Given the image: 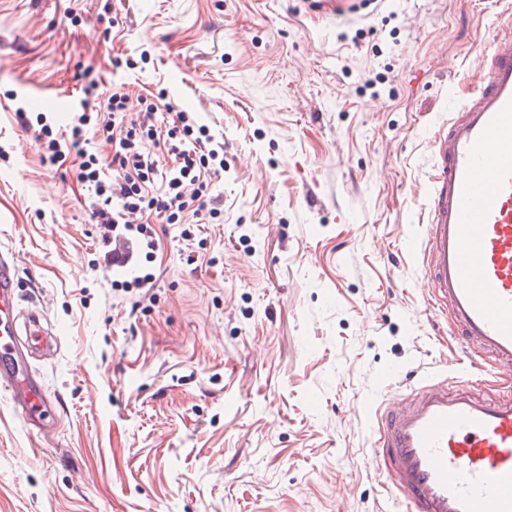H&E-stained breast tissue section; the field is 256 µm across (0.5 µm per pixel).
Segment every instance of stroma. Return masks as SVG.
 Here are the masks:
<instances>
[{"label": "stroma", "mask_w": 512, "mask_h": 512, "mask_svg": "<svg viewBox=\"0 0 512 512\" xmlns=\"http://www.w3.org/2000/svg\"><path fill=\"white\" fill-rule=\"evenodd\" d=\"M512 0H0V251L62 333L34 365L49 438L0 389V512H388L368 400L469 359L414 258L440 116ZM165 92L224 140L207 212L104 272L74 155L45 168L16 106Z\"/></svg>", "instance_id": "stroma-1"}]
</instances>
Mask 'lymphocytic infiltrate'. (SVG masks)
<instances>
[{
	"instance_id": "1",
	"label": "lymphocytic infiltrate",
	"mask_w": 512,
	"mask_h": 512,
	"mask_svg": "<svg viewBox=\"0 0 512 512\" xmlns=\"http://www.w3.org/2000/svg\"><path fill=\"white\" fill-rule=\"evenodd\" d=\"M145 112L129 117L131 102ZM172 112L176 126L163 128L159 112ZM104 112L108 118L98 129L106 133L114 146L110 166H103L96 154L85 147V134L93 114ZM69 135L42 125L37 140L41 162L57 165L65 148L75 150L79 164L76 179L92 191L96 200L94 216L98 223L127 226L131 217H152L160 223H181L185 213H199L206 205L211 186L202 173L211 167H223L224 144L215 139L192 113L177 109L174 102L157 104L145 96L115 91L106 98H78L71 116ZM170 140L174 155L169 168L158 166L152 149L160 140Z\"/></svg>"
}]
</instances>
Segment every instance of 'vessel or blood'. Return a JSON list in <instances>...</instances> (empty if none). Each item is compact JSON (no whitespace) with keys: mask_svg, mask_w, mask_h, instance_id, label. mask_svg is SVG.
<instances>
[{"mask_svg":"<svg viewBox=\"0 0 512 512\" xmlns=\"http://www.w3.org/2000/svg\"><path fill=\"white\" fill-rule=\"evenodd\" d=\"M474 82L439 126L417 247L431 302L448 315L474 369L512 380V30L471 62ZM107 276L132 269L116 230ZM19 256L0 254V388L30 431L60 418L31 360L58 350L44 314L18 303ZM382 485L404 512H512V396L481 395L469 378L417 381L409 399L370 404Z\"/></svg>","mask_w":512,"mask_h":512,"instance_id":"obj_1","label":"vessel or blood"}]
</instances>
